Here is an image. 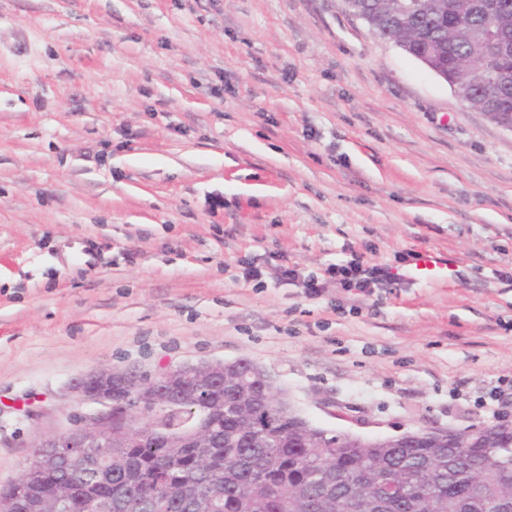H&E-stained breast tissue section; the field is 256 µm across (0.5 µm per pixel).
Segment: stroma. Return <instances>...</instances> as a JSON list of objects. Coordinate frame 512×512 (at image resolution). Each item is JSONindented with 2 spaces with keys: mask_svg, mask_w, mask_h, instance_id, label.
I'll use <instances>...</instances> for the list:
<instances>
[{
  "mask_svg": "<svg viewBox=\"0 0 512 512\" xmlns=\"http://www.w3.org/2000/svg\"><path fill=\"white\" fill-rule=\"evenodd\" d=\"M240 358L331 434L512 415V132L344 0H0V482L73 379ZM454 271L453 263L448 256L433 251L420 253L407 268L394 272L400 277L414 281L448 280ZM326 273L331 279L340 277V280L347 286H354L355 289L363 293V296L369 295L371 284L382 283L383 281L395 280V275L386 267L375 266L371 269H363L360 260L353 259L346 265L331 266Z\"/></svg>",
  "mask_w": 512,
  "mask_h": 512,
  "instance_id": "stroma-1",
  "label": "stroma"
}]
</instances>
